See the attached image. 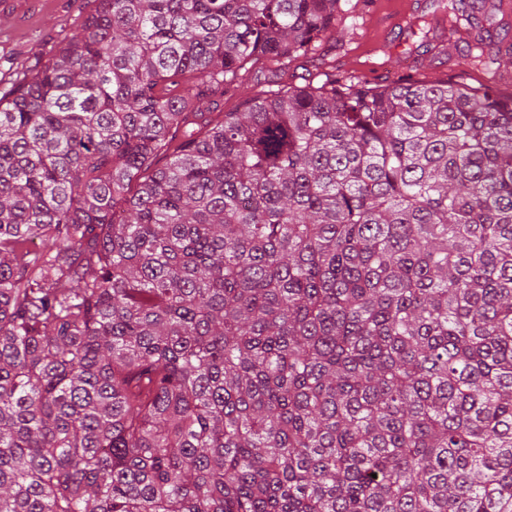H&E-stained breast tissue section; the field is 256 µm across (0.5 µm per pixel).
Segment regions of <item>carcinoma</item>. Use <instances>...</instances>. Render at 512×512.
<instances>
[{
	"label": "carcinoma",
	"mask_w": 512,
	"mask_h": 512,
	"mask_svg": "<svg viewBox=\"0 0 512 512\" xmlns=\"http://www.w3.org/2000/svg\"><path fill=\"white\" fill-rule=\"evenodd\" d=\"M344 1L95 0L0 97V512H512V96L213 118Z\"/></svg>",
	"instance_id": "cac0c4a2"
}]
</instances>
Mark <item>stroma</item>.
Returning <instances> with one entry per match:
<instances>
[{
	"label": "stroma",
	"instance_id": "1",
	"mask_svg": "<svg viewBox=\"0 0 512 512\" xmlns=\"http://www.w3.org/2000/svg\"><path fill=\"white\" fill-rule=\"evenodd\" d=\"M496 24L490 30L498 52L496 73L469 70L461 47L449 44L448 27L434 26L426 48L412 50L410 26L432 19V0H360L355 11L360 38L344 48L323 44L340 73L356 72L369 84L450 78L471 85L496 80L501 93L512 94V0H496ZM93 0H0V96L9 95L23 74L42 68L53 50L80 30Z\"/></svg>",
	"mask_w": 512,
	"mask_h": 512
}]
</instances>
